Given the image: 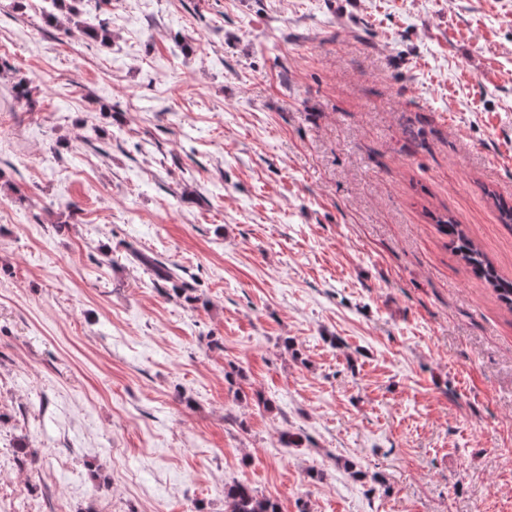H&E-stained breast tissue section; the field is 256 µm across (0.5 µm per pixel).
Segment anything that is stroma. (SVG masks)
Returning <instances> with one entry per match:
<instances>
[{
    "label": "stroma",
    "mask_w": 512,
    "mask_h": 512,
    "mask_svg": "<svg viewBox=\"0 0 512 512\" xmlns=\"http://www.w3.org/2000/svg\"><path fill=\"white\" fill-rule=\"evenodd\" d=\"M75 8L0 0V512H512V309L436 222L512 279V0ZM225 512H280L278 505L259 497L246 483L236 482L224 492Z\"/></svg>",
    "instance_id": "stroma-1"
}]
</instances>
